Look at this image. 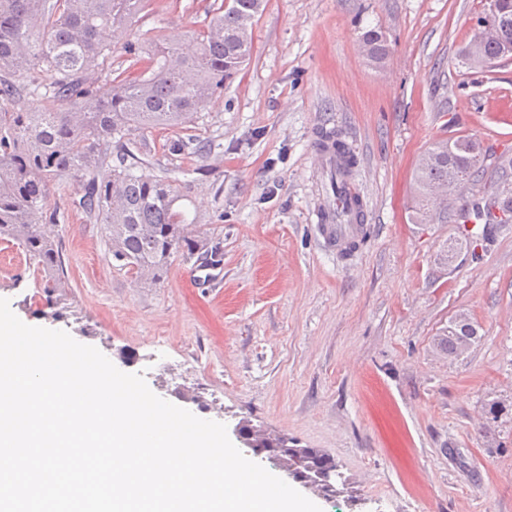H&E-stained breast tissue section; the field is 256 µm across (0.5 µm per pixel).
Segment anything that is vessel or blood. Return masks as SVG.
<instances>
[{
    "label": "vessel or blood",
    "instance_id": "b4317fda",
    "mask_svg": "<svg viewBox=\"0 0 512 512\" xmlns=\"http://www.w3.org/2000/svg\"><path fill=\"white\" fill-rule=\"evenodd\" d=\"M335 141L330 131L322 133L316 144L317 173L324 184H335L336 189L324 192L313 215L322 243L336 255L349 256L357 252L368 226L356 176L337 154Z\"/></svg>",
    "mask_w": 512,
    "mask_h": 512
}]
</instances>
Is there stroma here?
<instances>
[{"instance_id":"obj_1","label":"stroma","mask_w":512,"mask_h":512,"mask_svg":"<svg viewBox=\"0 0 512 512\" xmlns=\"http://www.w3.org/2000/svg\"><path fill=\"white\" fill-rule=\"evenodd\" d=\"M213 3L149 0L134 31L193 52ZM486 7L267 0L249 61L194 127L134 135L151 144L139 173L174 181L219 263L176 253L145 287L110 261L68 178L41 217L64 292L47 296L24 251L0 240V298L199 418L325 452L347 488L322 512H512V223L478 256L442 266L464 225L414 213V171L435 142L465 135L486 149L488 169L512 161V60L483 70L459 58ZM371 28L390 43L379 66L361 50ZM324 130L358 147L370 234L350 260L311 225ZM190 137L205 153L178 149ZM462 312L481 339L453 358L434 340Z\"/></svg>"}]
</instances>
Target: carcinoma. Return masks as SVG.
I'll return each mask as SVG.
<instances>
[{
  "label": "carcinoma",
  "mask_w": 512,
  "mask_h": 512,
  "mask_svg": "<svg viewBox=\"0 0 512 512\" xmlns=\"http://www.w3.org/2000/svg\"><path fill=\"white\" fill-rule=\"evenodd\" d=\"M147 0H0V238L19 244L43 274L44 288L64 287L62 260L53 236L36 215L47 210L52 188L68 177L81 181L78 206L105 225L109 256L123 266L142 270L141 280L155 286L167 272L171 255L191 258L208 250L201 225L179 210L180 192L166 178L146 180L135 174V152L124 139L147 128L186 129L198 119L208 100L224 91L249 59L252 31L266 0H229L213 9L206 29L197 33L198 51L191 57L160 39H128L123 45L129 66L93 81L87 75L112 47L99 39L108 27L129 31ZM494 21L512 41V0H498ZM363 43L379 62L390 52L384 32H364ZM30 75L35 110L10 81ZM49 82H43V78ZM71 105L55 109V102ZM120 145L112 153V143ZM432 160H420L415 172L414 212L421 223L448 222V213L433 208L431 188L448 184V166L478 180L485 172L481 145L467 137L436 142ZM482 224L469 233L474 246L488 233L512 222V196L495 190L472 204L469 213ZM479 341L477 326L449 323L437 338L448 355H462L461 340ZM268 460L280 468L313 475L335 465L316 448H288L278 436L268 437Z\"/></svg>",
  "instance_id": "1"
}]
</instances>
